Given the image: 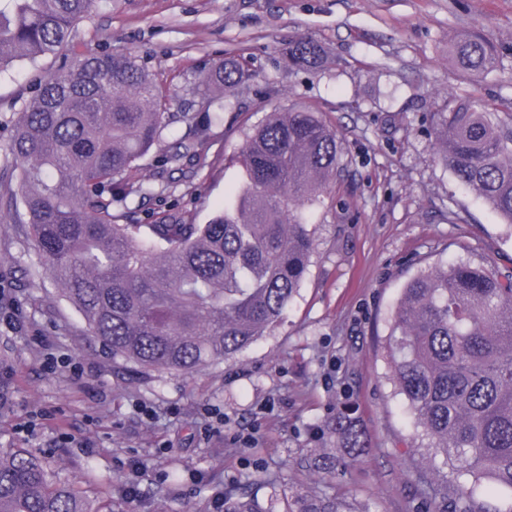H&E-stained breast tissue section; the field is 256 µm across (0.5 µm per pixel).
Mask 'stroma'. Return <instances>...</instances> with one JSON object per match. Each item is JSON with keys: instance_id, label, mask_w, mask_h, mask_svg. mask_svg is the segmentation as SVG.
I'll list each match as a JSON object with an SVG mask.
<instances>
[{"instance_id": "obj_1", "label": "stroma", "mask_w": 512, "mask_h": 512, "mask_svg": "<svg viewBox=\"0 0 512 512\" xmlns=\"http://www.w3.org/2000/svg\"><path fill=\"white\" fill-rule=\"evenodd\" d=\"M470 31L504 54L503 69L478 81L448 59ZM300 39L319 46L318 65L290 63ZM116 50L169 88V112L224 115L192 182L176 171L156 178L155 155L140 161L132 180L172 188L129 198L134 223L167 210L212 219L240 178L249 128L270 113L313 110L340 138L339 172L308 215V272L283 321L187 376L105 354L41 274L11 203L8 147L23 101L62 64ZM236 54L250 79L202 96L210 68ZM452 96L512 120V0H94L71 46L0 74V383L11 392L0 448L36 454L94 512H224L229 493L274 496L289 512L320 497L340 512H413L421 431L384 353L402 290L449 261L512 272V226L435 153L432 117ZM344 405L366 441L353 465L331 424ZM327 456L339 465L328 483L318 474ZM135 463L146 469L137 479Z\"/></svg>"}]
</instances>
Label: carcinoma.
Segmentation results:
<instances>
[{
  "instance_id": "obj_1",
  "label": "carcinoma",
  "mask_w": 512,
  "mask_h": 512,
  "mask_svg": "<svg viewBox=\"0 0 512 512\" xmlns=\"http://www.w3.org/2000/svg\"><path fill=\"white\" fill-rule=\"evenodd\" d=\"M91 2L0 0V73L72 43ZM452 56L474 79L501 64L498 47L477 32L459 36ZM292 57L313 66L320 49L301 41ZM247 77L243 58L233 57L204 83L227 92ZM166 101L134 55L85 56L26 102L9 151L16 214L90 335L114 360L186 375L235 358L283 319L313 249L304 213L323 204L340 143L316 112H272L247 135L237 156L243 181L210 222L165 212L152 224H123L129 197L153 195L130 173L164 143L174 119ZM434 118L442 161L512 225V121L493 118L480 100L456 98ZM182 119L189 132L159 163L207 166V131L224 113ZM385 350L394 391L431 439L421 504L448 498L435 483L448 466L471 478L461 491L468 499L482 486L512 492V275L470 262L418 273L403 289ZM333 426L357 461L365 446L349 408ZM0 512L92 510L34 454L0 450ZM224 512L279 510L272 498L229 496ZM301 512L338 508L319 498Z\"/></svg>"
}]
</instances>
